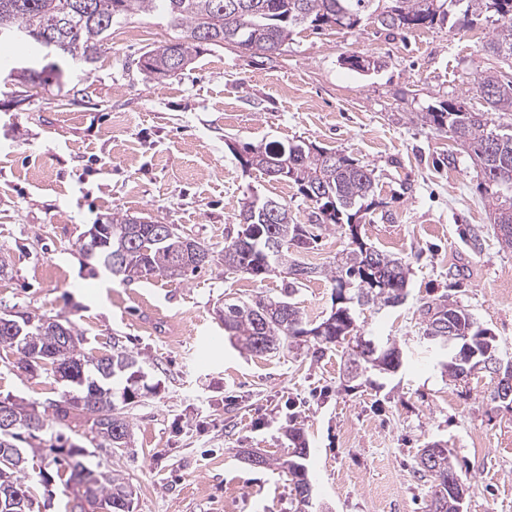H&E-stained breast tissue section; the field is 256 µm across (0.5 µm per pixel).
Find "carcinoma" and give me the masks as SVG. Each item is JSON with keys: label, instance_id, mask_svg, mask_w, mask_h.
Here are the masks:
<instances>
[{"label": "carcinoma", "instance_id": "carcinoma-1", "mask_svg": "<svg viewBox=\"0 0 512 512\" xmlns=\"http://www.w3.org/2000/svg\"><path fill=\"white\" fill-rule=\"evenodd\" d=\"M160 12L177 35L165 44L144 52L138 59L143 74L160 80L183 71L211 47L231 45L254 57L266 51L279 53L295 29L301 26H338L353 29L368 19L387 30L413 29L452 23L459 30L483 17L492 25L484 51L512 61V0H0V41L15 40L78 67L94 59L112 32V25L136 13ZM473 90L486 104L482 112H462L448 100L415 112L412 120L451 135L467 145L479 167V193L494 213L498 242L512 248V123L501 116L512 112V80L504 82L493 73L474 79ZM241 164L276 182L292 183L298 193L317 206L321 224L346 225L352 247L329 267L310 266L291 249L306 248L315 240L303 224L291 223L288 204L270 198L242 199L237 214L240 229L224 241V249L191 265L186 261L183 235L146 217L114 212L101 225L98 236L82 245L84 254L96 260L112 276L130 281L153 273L180 279L216 263L224 265V277L248 276L262 281L272 272L288 275V293L281 298H237L224 303V333L254 355L288 349L297 339H316L313 353L347 340L354 331L355 307L395 306L406 296L409 267L402 259L358 238L362 215L375 205L373 170L357 159L304 141L284 145L270 142L243 147ZM282 243L269 256V241ZM328 276L334 282L336 308L321 323L306 328L292 295L305 282ZM424 336L442 355L451 375L464 371V347L448 355V330L475 344L487 333L466 309L445 299L421 307ZM61 325L66 337L49 336L52 324ZM83 334L65 317L36 318L28 312L0 316V348L19 355V364L34 376L51 366L62 400L49 403L52 415H42L38 426L26 423L33 405L0 400L19 416L15 427L0 424V512H35L33 486L47 484L48 474L35 473L28 451L17 441L26 433H49V464L66 488L73 490L71 512H132L133 491L123 479L100 471L91 451L56 430L72 415L92 419L99 447L117 453L128 447L130 426L124 408L135 394L141 377L137 359L113 343L112 354L97 358L85 352ZM362 349L355 377L380 367L395 370L400 352L377 336L357 337ZM35 358L42 364L31 368ZM300 503L309 479L303 464L289 460ZM456 471L445 449L419 457L418 472L435 483L432 512H460L457 495L448 489V472Z\"/></svg>", "mask_w": 512, "mask_h": 512}]
</instances>
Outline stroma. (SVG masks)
Segmentation results:
<instances>
[{
	"instance_id": "stroma-1",
	"label": "stroma",
	"mask_w": 512,
	"mask_h": 512,
	"mask_svg": "<svg viewBox=\"0 0 512 512\" xmlns=\"http://www.w3.org/2000/svg\"><path fill=\"white\" fill-rule=\"evenodd\" d=\"M491 30L483 21L465 31L386 30L368 20L352 30L305 28L280 54L253 59L218 48L157 82L136 62L174 30L134 14L113 26L91 67L66 68L61 83L33 90L23 74L43 60L20 45L9 52L0 67V313L73 318L86 351L111 354L117 340L143 362L122 456L99 447L86 418L66 429L102 470L129 482L133 512H296L280 466L293 428L307 443L308 512H429L431 484L417 462L433 442L465 477L462 512H512V403L490 400L488 372L455 381L420 354L419 308L447 298L512 359V249L497 241L466 150L411 120L446 100L483 111L474 79L494 71L512 80V63L482 49ZM353 54L380 66L359 74L343 63ZM298 140L375 172L378 204L360 235L408 263V295L394 308H364L356 325L402 350L396 373L349 378L343 343L318 358L304 347L256 356L232 346L218 309L232 297L282 296L283 276L228 280L214 264L184 279L121 282L82 254L92 225L116 209L177 225L216 251L235 236L241 199L253 193L287 201L293 223L316 225L296 187L244 169L233 152ZM318 233L300 261L326 265L350 244L347 228ZM332 293L319 277L293 300L316 324L330 314ZM7 396L43 408L62 388L0 349V399ZM246 448L267 465L244 461Z\"/></svg>"
}]
</instances>
